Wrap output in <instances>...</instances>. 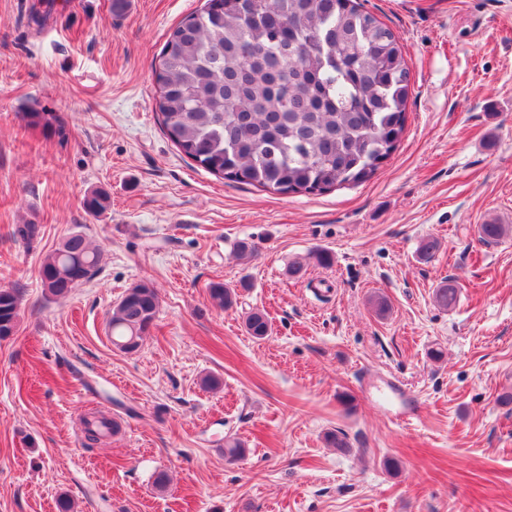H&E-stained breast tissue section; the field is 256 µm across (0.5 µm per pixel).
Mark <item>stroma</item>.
<instances>
[{
  "instance_id": "1",
  "label": "stroma",
  "mask_w": 512,
  "mask_h": 512,
  "mask_svg": "<svg viewBox=\"0 0 512 512\" xmlns=\"http://www.w3.org/2000/svg\"><path fill=\"white\" fill-rule=\"evenodd\" d=\"M362 3L410 69L402 141L366 182L276 194L198 166L161 126L154 61L204 0H0V287L22 291L0 340V512L63 497L71 512H512V233L478 239L512 225V0ZM31 112L60 116L63 136ZM28 223L30 245L11 235ZM74 232L101 263L55 299L40 267ZM139 283L159 311L126 353L109 317ZM214 283L238 305L214 306ZM254 309L272 323L262 341ZM389 379L411 420L376 404ZM96 411L120 433L87 440ZM228 437L244 458H225Z\"/></svg>"
}]
</instances>
